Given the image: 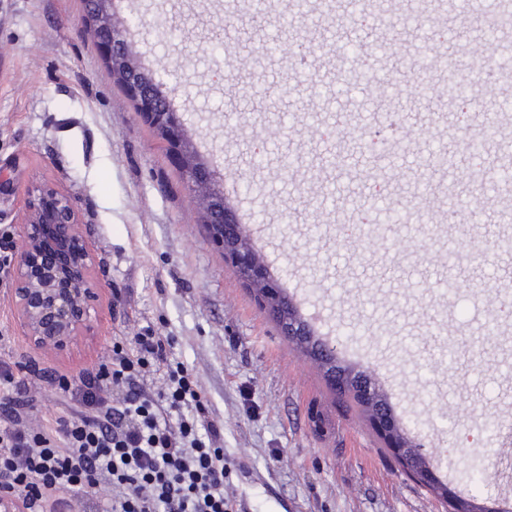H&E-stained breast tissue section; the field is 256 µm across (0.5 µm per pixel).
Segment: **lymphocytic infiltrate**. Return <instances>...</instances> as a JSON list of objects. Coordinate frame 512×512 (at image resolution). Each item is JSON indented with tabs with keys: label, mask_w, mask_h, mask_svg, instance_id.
Wrapping results in <instances>:
<instances>
[{
	"label": "lymphocytic infiltrate",
	"mask_w": 512,
	"mask_h": 512,
	"mask_svg": "<svg viewBox=\"0 0 512 512\" xmlns=\"http://www.w3.org/2000/svg\"><path fill=\"white\" fill-rule=\"evenodd\" d=\"M71 412L29 418L32 398L0 362V488L20 512H233L224 423L151 327L122 336L91 373L53 379Z\"/></svg>",
	"instance_id": "obj_1"
}]
</instances>
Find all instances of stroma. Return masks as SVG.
<instances>
[{
  "label": "stroma",
  "mask_w": 512,
  "mask_h": 512,
  "mask_svg": "<svg viewBox=\"0 0 512 512\" xmlns=\"http://www.w3.org/2000/svg\"><path fill=\"white\" fill-rule=\"evenodd\" d=\"M379 2L362 26L345 22L349 0H312L313 13L327 5L339 16L332 26L305 20L294 0H278L274 15L252 0H125L119 18L176 87L195 144L221 167L303 317L382 385L441 480L478 453L489 466L478 502L512 501V321L477 343L512 298V258L496 247L512 235L501 219L512 181L499 167L512 145V29L486 50L465 9L448 42L436 35L447 15L426 11L408 26L410 0ZM270 35L284 55L262 56ZM350 36L364 54L343 56ZM451 81L479 101L464 129L452 102L417 91ZM338 127L353 138H336ZM487 128L497 134L483 185L470 189L467 137ZM35 184L76 201L101 289L94 340L53 356L15 323L5 296L14 268H0V359L28 382L35 416L67 412L36 369L79 377L115 337L149 325L224 422V488L241 512H446L205 238L199 199L109 76L81 0H0V229L12 239ZM389 210L403 223L362 247L368 221ZM473 253L483 261L472 271ZM451 276L450 292L441 283Z\"/></svg>",
  "instance_id": "35a3bbf8"
}]
</instances>
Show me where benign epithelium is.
Returning <instances> with one entry per match:
<instances>
[{"instance_id": "benign-epithelium-1", "label": "benign epithelium", "mask_w": 512, "mask_h": 512, "mask_svg": "<svg viewBox=\"0 0 512 512\" xmlns=\"http://www.w3.org/2000/svg\"><path fill=\"white\" fill-rule=\"evenodd\" d=\"M114 17V0H92L90 12L84 14L89 25L112 27V47L101 48L107 66L119 73L138 112L172 143L173 160L208 206L205 230L210 242L222 249L243 280L276 302L279 284L270 279L251 246L242 244L249 236L225 200L224 189L215 184L214 165L200 162L197 148L182 145L175 133L183 120L172 90L135 61L128 28L114 25ZM94 263L71 197L45 186L33 187L8 288L17 324L32 346L63 355L94 336L100 301L99 285L90 277Z\"/></svg>"}]
</instances>
